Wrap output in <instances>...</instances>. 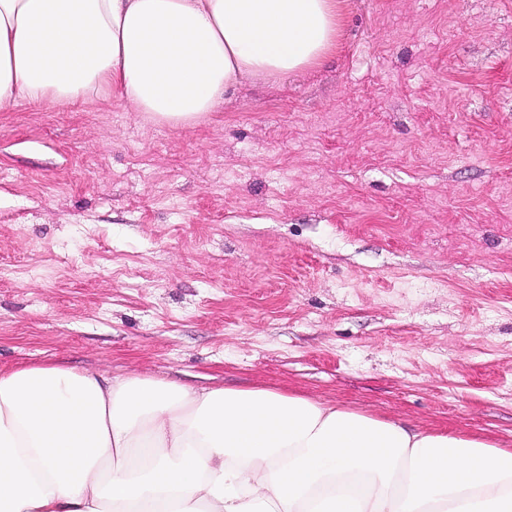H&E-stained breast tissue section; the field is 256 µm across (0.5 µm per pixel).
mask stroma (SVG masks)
I'll list each match as a JSON object with an SVG mask.
<instances>
[{
  "instance_id": "obj_1",
  "label": "stroma",
  "mask_w": 512,
  "mask_h": 512,
  "mask_svg": "<svg viewBox=\"0 0 512 512\" xmlns=\"http://www.w3.org/2000/svg\"><path fill=\"white\" fill-rule=\"evenodd\" d=\"M195 126L0 110V368L271 388L512 445V0H342Z\"/></svg>"
}]
</instances>
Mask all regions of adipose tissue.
Returning <instances> with one entry per match:
<instances>
[{"label":"adipose tissue","instance_id":"obj_1","mask_svg":"<svg viewBox=\"0 0 512 512\" xmlns=\"http://www.w3.org/2000/svg\"><path fill=\"white\" fill-rule=\"evenodd\" d=\"M339 0H0V109L199 123L336 47ZM0 512H512V448L266 388L0 369Z\"/></svg>","mask_w":512,"mask_h":512}]
</instances>
